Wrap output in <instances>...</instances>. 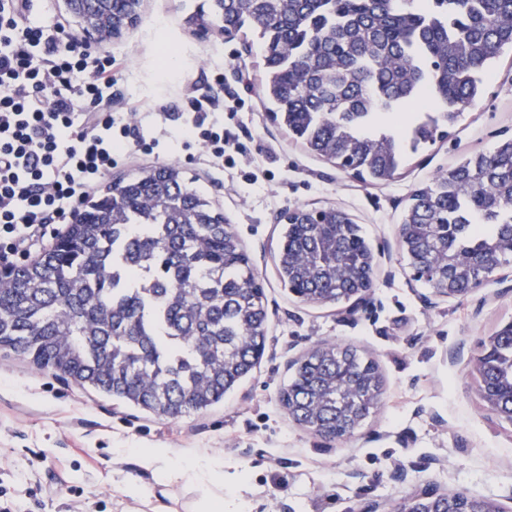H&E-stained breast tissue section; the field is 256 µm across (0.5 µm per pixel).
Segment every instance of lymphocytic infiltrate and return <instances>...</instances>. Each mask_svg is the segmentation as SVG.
Returning a JSON list of instances; mask_svg holds the SVG:
<instances>
[{"label": "lymphocytic infiltrate", "mask_w": 512, "mask_h": 512, "mask_svg": "<svg viewBox=\"0 0 512 512\" xmlns=\"http://www.w3.org/2000/svg\"><path fill=\"white\" fill-rule=\"evenodd\" d=\"M31 0H0V264L27 258L58 227L74 220L97 180L128 145L154 150L111 114L112 58L87 54L64 27L44 29L26 17ZM187 132L214 158L224 156V125L193 102Z\"/></svg>", "instance_id": "lymphocytic-infiltrate-1"}]
</instances>
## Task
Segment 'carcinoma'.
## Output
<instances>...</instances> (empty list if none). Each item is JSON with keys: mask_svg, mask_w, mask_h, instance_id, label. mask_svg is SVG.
Here are the masks:
<instances>
[{"mask_svg": "<svg viewBox=\"0 0 512 512\" xmlns=\"http://www.w3.org/2000/svg\"><path fill=\"white\" fill-rule=\"evenodd\" d=\"M211 21L261 30L262 89L288 134L373 184L442 138L512 49V0H212ZM142 0H113L112 26ZM37 259L0 270V356L160 419L203 411L248 377L265 347L266 296L238 237L176 166L107 189ZM276 270L300 300L326 305L371 283L358 224L334 207L283 215ZM416 280L464 297L512 262V139L440 170L417 189L400 234ZM480 386L512 422V322L494 334ZM380 389L376 363L316 346L281 403L336 434V368Z\"/></svg>", "mask_w": 512, "mask_h": 512, "instance_id": "obj_1", "label": "carcinoma"}]
</instances>
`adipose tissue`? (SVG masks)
<instances>
[{
    "mask_svg": "<svg viewBox=\"0 0 512 512\" xmlns=\"http://www.w3.org/2000/svg\"><path fill=\"white\" fill-rule=\"evenodd\" d=\"M137 462L142 468L160 475L166 483L201 491L195 512H224V465L207 451L194 450L188 463L176 464L170 450L145 448L138 452Z\"/></svg>",
    "mask_w": 512,
    "mask_h": 512,
    "instance_id": "1",
    "label": "adipose tissue"
}]
</instances>
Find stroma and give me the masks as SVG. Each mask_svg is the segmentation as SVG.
<instances>
[{
	"mask_svg": "<svg viewBox=\"0 0 512 512\" xmlns=\"http://www.w3.org/2000/svg\"><path fill=\"white\" fill-rule=\"evenodd\" d=\"M210 0H143L138 23L106 46L117 123L144 138L191 123L193 99L218 97L224 127L246 147L218 163L195 142L131 149L98 182L178 166L224 215L267 297L266 346L251 377L206 410L176 420L143 413L28 361L0 360V490L16 512H151L126 482L152 488L172 512L193 495L142 473L135 448H204L224 463L227 512H358L398 506L413 489H463L512 500V424L489 411L473 360L480 343L512 322V278L492 275L462 298L435 296L413 279L399 237L412 191L464 155L512 136V53L443 142L413 155L390 181L369 185L295 144L264 105L256 29L199 36L192 21ZM223 72L224 85L214 75ZM249 88L244 103L236 95ZM335 207L363 229L374 258L364 302L310 305L279 281L274 255L289 208ZM321 342L375 361L381 403L354 436L326 440L293 422L280 393L293 364ZM405 479H398V472Z\"/></svg>",
	"mask_w": 512,
	"mask_h": 512,
	"instance_id": "stroma-1",
	"label": "stroma"
}]
</instances>
